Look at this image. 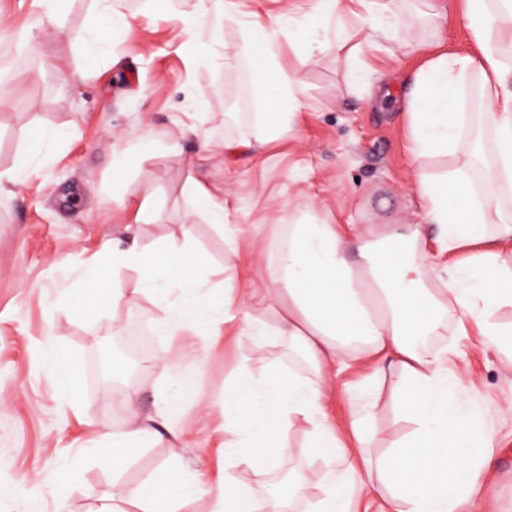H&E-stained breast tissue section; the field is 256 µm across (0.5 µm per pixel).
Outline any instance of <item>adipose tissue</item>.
<instances>
[{
    "label": "adipose tissue",
    "instance_id": "obj_1",
    "mask_svg": "<svg viewBox=\"0 0 512 512\" xmlns=\"http://www.w3.org/2000/svg\"><path fill=\"white\" fill-rule=\"evenodd\" d=\"M477 49L439 53L410 78L405 131L422 201L416 224H336L311 212L290 216L266 250L269 281L249 291L245 329L256 348L284 338L304 370L277 367L256 376L238 371L224 386V483L214 512H257L258 505L237 473L271 469L288 454L297 423L309 425L302 457L320 460L325 478L318 497L307 498L297 475L270 485L276 504H303L304 512H351V495L368 487L382 499L381 512H458L476 493L482 451L493 431L469 393L465 374L445 344L449 322L480 319L487 344L512 350V331L496 321L512 306V0H463ZM389 0H316L315 16L325 35L301 41L298 57L309 62L336 44L348 58L361 45L343 22L359 20L366 37L398 38L397 29L377 30L372 20L390 11ZM290 9L254 19L236 53L276 75L275 94L258 90L260 111L245 136L224 143L237 154L293 131L300 80L280 65L279 36ZM444 158L447 168L431 169ZM433 228L435 251L424 245ZM470 259H457L460 249ZM208 262L195 247L189 226L180 241L145 250L138 242L112 252L111 275H96L67 288L62 301L89 316L108 305L135 306L138 295L163 309L161 336L205 330L220 334L219 308H231L237 285L211 286ZM137 277L135 294L117 286L122 275ZM277 308L275 321L263 312ZM371 362L374 386L364 416L351 431L366 441L365 420L382 395L398 405L411 431L379 457L350 460L340 426L325 406L336 386L343 356ZM200 369L178 377L156 404L153 424L141 422L132 394L113 398L123 424L101 455L118 470L136 448L163 436L179 438L175 411L194 389ZM139 512H193L195 475L178 463L161 466L142 487L118 488Z\"/></svg>",
    "mask_w": 512,
    "mask_h": 512
}]
</instances>
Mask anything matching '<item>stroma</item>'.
Segmentation results:
<instances>
[{
    "instance_id": "35a3bbf8",
    "label": "stroma",
    "mask_w": 512,
    "mask_h": 512,
    "mask_svg": "<svg viewBox=\"0 0 512 512\" xmlns=\"http://www.w3.org/2000/svg\"><path fill=\"white\" fill-rule=\"evenodd\" d=\"M198 0H118L127 26L104 29L106 51L85 61L78 39L87 29L91 0H65L56 23L46 21L40 0H0V171L18 179L0 193V512H25L38 499L41 512H136L112 498L114 485L134 489L157 466L178 462L205 488L196 512H210L224 480V382L236 369L261 374L288 365V343L277 339L255 351L243 335L244 305H237L222 334L172 340L154 335L149 352L164 367L130 372L141 420L154 416L156 391L193 361L202 374L178 414L181 440L139 448L119 472L106 467L92 446L118 429L112 400L102 395L92 370L103 336L121 328L154 326L163 311L139 298L135 307H105L87 319L57 302L75 288L105 254L131 239L145 247L171 240L188 224L211 262L213 285L232 281L253 288L267 279L265 248L289 214L312 210L337 224L412 223L420 209L404 131L407 80L435 52L473 50L461 0H444L442 37L416 12L414 0L395 9L406 41L378 36L358 59L328 48L300 65L294 44L282 42L280 62L297 71L304 93L292 135L228 157L224 142L248 133L257 85L274 90L235 54L245 14H275L291 7L302 30L316 26L312 0H241L238 16L209 17L200 41H192L171 15L198 18ZM64 129L43 167L30 171V143L40 130ZM209 143L199 166L190 161ZM125 168L118 179L116 168ZM223 188L228 224L242 228L238 254L224 234L193 211L188 177ZM153 210L144 221L141 202ZM454 362L465 368L471 395L493 430L488 474L466 512H512V364L495 349H482L474 323L456 329ZM66 358L82 374L79 402L63 394L52 369ZM370 365L350 362L336 378L327 402L332 422L349 424L370 396ZM94 424H86V416ZM410 425L388 403L370 422L367 448L382 454ZM306 439L297 425L283 457L262 475L246 472L255 490L288 472H299L308 496H317L321 462L300 458ZM68 470L72 479L59 486Z\"/></svg>"
}]
</instances>
